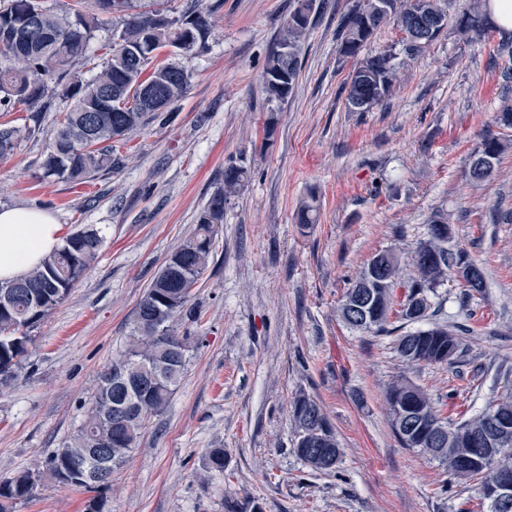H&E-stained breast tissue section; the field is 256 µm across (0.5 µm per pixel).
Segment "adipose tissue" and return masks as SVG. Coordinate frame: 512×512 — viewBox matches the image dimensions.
Segmentation results:
<instances>
[{"instance_id": "obj_1", "label": "adipose tissue", "mask_w": 512, "mask_h": 512, "mask_svg": "<svg viewBox=\"0 0 512 512\" xmlns=\"http://www.w3.org/2000/svg\"><path fill=\"white\" fill-rule=\"evenodd\" d=\"M55 216L32 207L0 208V281L21 278L63 242Z\"/></svg>"}]
</instances>
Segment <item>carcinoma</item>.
<instances>
[{
    "instance_id": "1",
    "label": "carcinoma",
    "mask_w": 512,
    "mask_h": 512,
    "mask_svg": "<svg viewBox=\"0 0 512 512\" xmlns=\"http://www.w3.org/2000/svg\"><path fill=\"white\" fill-rule=\"evenodd\" d=\"M76 7L60 12L42 5L41 0H0V112L17 104L39 117L54 95L68 98L72 105L63 113L42 164L40 178L65 183H85L101 172H110L118 163L117 154L129 135L147 121L157 119L178 101L189 83L190 73L180 63L157 65L146 72L163 47H172L188 56L205 44L209 14L205 11L170 15L161 9L140 10L135 0H75ZM485 0H469L455 14L453 30L466 39L484 34L490 22L484 12ZM317 0H294V7L272 50L263 75L267 101L282 103L294 91L300 71L302 42L311 24ZM377 0H355L344 16L339 34L340 52L357 59L348 82L347 103L362 102L365 112L389 94L403 58L416 56L429 42L414 44L411 32L414 13L423 11L433 18L438 33H444L450 0H387L388 17L405 34L399 50L388 48L359 57L363 45L381 28L378 23L363 26ZM123 21L113 35L109 59L89 79L69 71V65L86 55L93 33L112 18ZM148 76H143V73ZM145 87L156 93L162 106L126 107L128 100ZM23 136L22 128L0 124V157L15 149ZM477 149L492 160L499 159L504 145L493 136L482 138ZM248 170L231 164L224 168V185L199 213L197 225L171 254L153 278L134 315V326L126 348L101 370L86 418L70 441L57 449L45 468L34 465L10 481L0 483V512H11L14 504L32 496L37 483L62 484L93 494L85 512H103V497L96 494L108 485L141 436L151 417L168 406L186 370L188 337L177 334L175 325L187 311L192 289L204 276L217 229L224 223V204L240 192ZM319 204L310 196L296 214L297 223L313 224ZM449 228L444 214L437 212L428 224V238L419 243L411 256L414 274L407 281L409 291L428 295L444 284L448 274L461 275L466 269L477 273V286L467 285L471 297L484 287L481 267L462 251L444 246L439 227ZM103 237L93 227L77 230L23 278L0 282V294L10 295L8 308H0V388L16 377L27 345L29 332L47 317L69 294L86 270L99 258ZM383 255L393 259L389 283L375 290L369 321L356 326L366 332L385 330L393 310L394 280L399 275L398 257L390 250ZM461 346L460 338L444 325L417 329L398 339L397 352L410 364L451 366ZM385 399L393 429L402 447L413 448L448 466L462 480L479 481V495L487 512H498L485 495L489 481H512V445L479 463V439L489 431L493 415L512 418V399L487 407L482 413L461 421H448L454 434L443 448L428 439L401 431L400 412L412 407L420 426L429 431L445 422L435 403L415 383L400 378L386 390ZM290 419L297 431L293 452L299 458L312 451L329 448L341 457V448L320 405L305 393L294 397ZM97 448L112 467L102 474L85 458L87 449Z\"/></svg>"
}]
</instances>
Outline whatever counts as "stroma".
<instances>
[{
	"label": "stroma",
	"instance_id": "35a3bbf8",
	"mask_svg": "<svg viewBox=\"0 0 512 512\" xmlns=\"http://www.w3.org/2000/svg\"><path fill=\"white\" fill-rule=\"evenodd\" d=\"M211 32L188 59L191 77L166 122L144 125L120 168L83 184L40 179L57 116L0 158V207L52 213L66 232L99 229L97 262L30 333L17 376L0 395V482L44 462L90 406L99 372L125 347L136 306L224 180L248 183L224 206L211 264L176 324L188 337L185 376L166 410L112 475L104 512H478L475 482L402 447L385 390L407 376L457 419L512 394V128L496 124L512 99V38L465 41L445 31L406 60L389 96L347 106L356 61L337 27L352 0H320L285 103L267 104L262 75L293 0H203ZM506 146L493 176L472 183L482 136ZM316 193L317 223L296 222ZM446 213L449 246L480 265L482 292L462 300L456 278L430 298L434 319L459 331L455 367L409 365L396 351L413 323L384 334L345 324L339 307L368 259L409 257ZM324 409L343 450L332 472L292 451L290 402ZM223 472L205 473L210 449ZM208 483H201V474ZM87 492L39 483L13 512H83Z\"/></svg>",
	"mask_w": 512,
	"mask_h": 512
}]
</instances>
